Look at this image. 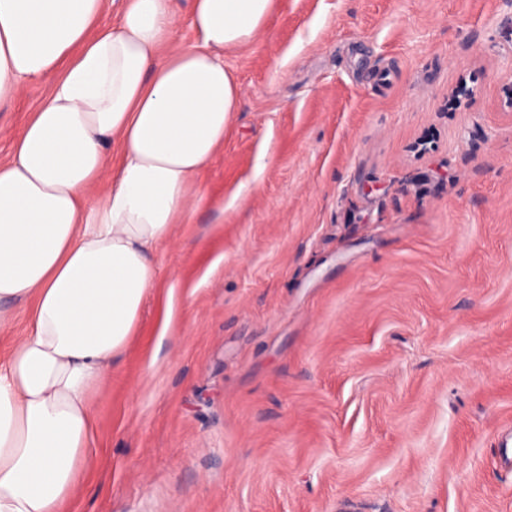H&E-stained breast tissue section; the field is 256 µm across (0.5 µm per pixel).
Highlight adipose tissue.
I'll return each instance as SVG.
<instances>
[{
    "instance_id": "obj_1",
    "label": "adipose tissue",
    "mask_w": 512,
    "mask_h": 512,
    "mask_svg": "<svg viewBox=\"0 0 512 512\" xmlns=\"http://www.w3.org/2000/svg\"><path fill=\"white\" fill-rule=\"evenodd\" d=\"M275 0H0V103L49 95L0 162V512H64L91 458L92 396L139 320L158 247L204 200L198 176L239 109L225 51ZM107 190H100L101 181Z\"/></svg>"
}]
</instances>
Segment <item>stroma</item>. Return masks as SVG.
<instances>
[{
  "mask_svg": "<svg viewBox=\"0 0 512 512\" xmlns=\"http://www.w3.org/2000/svg\"><path fill=\"white\" fill-rule=\"evenodd\" d=\"M224 63L69 512H512V0H277Z\"/></svg>",
  "mask_w": 512,
  "mask_h": 512,
  "instance_id": "stroma-1",
  "label": "stroma"
}]
</instances>
